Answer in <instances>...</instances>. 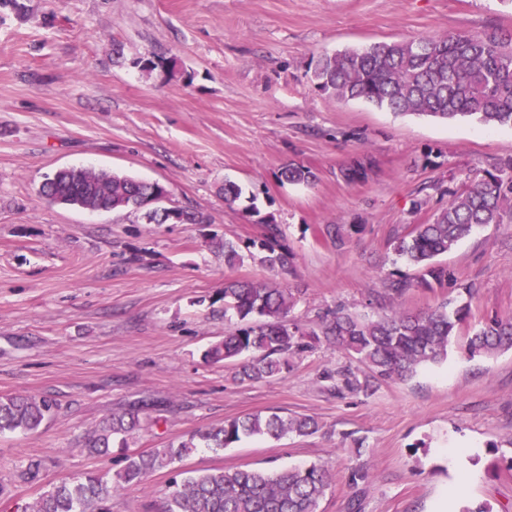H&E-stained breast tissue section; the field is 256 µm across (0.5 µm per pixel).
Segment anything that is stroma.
Wrapping results in <instances>:
<instances>
[{"mask_svg":"<svg viewBox=\"0 0 512 512\" xmlns=\"http://www.w3.org/2000/svg\"><path fill=\"white\" fill-rule=\"evenodd\" d=\"M512 33V0H18L0 5V396L45 395L59 410L32 433L0 434V512L51 485L117 472L81 448L112 411L157 401L128 449L148 452L251 413L310 416L308 437L249 436L201 448L182 470L283 468L321 462L333 474L319 512H434L467 472L449 512H512V349L447 362L370 394L336 395L325 375L347 364L325 343L281 377L242 382L207 347L239 326L225 280L272 273L230 266L217 240L260 238L265 218L292 255L280 280L291 317L318 328L343 307L378 317L422 311L473 288L468 323L512 317V221L479 227L443 256L448 282L387 297L395 236L431 221L452 193L512 156V128L396 115L337 101L310 82L323 53L448 32ZM368 158L365 181L343 167ZM297 163L308 184L282 180ZM83 166L156 181L166 207L202 224H154L143 212H91L50 202L46 177ZM238 182L259 211L228 206ZM345 226L336 246L325 225ZM462 443L458 466L445 447ZM41 464L36 480L18 473ZM368 478L352 483V472ZM172 478L155 471L122 488L112 512H159Z\"/></svg>","mask_w":512,"mask_h":512,"instance_id":"obj_1","label":"stroma"}]
</instances>
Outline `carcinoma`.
Segmentation results:
<instances>
[{
  "mask_svg": "<svg viewBox=\"0 0 512 512\" xmlns=\"http://www.w3.org/2000/svg\"><path fill=\"white\" fill-rule=\"evenodd\" d=\"M311 82L321 94L341 101L362 100L398 115H426L442 120L471 118L489 127L512 128V39L495 31L454 33L403 42H379L361 50L323 54L314 61ZM371 162L355 160L341 170L349 183L368 176ZM280 176L292 183L314 179L310 169L290 164ZM44 196H79L93 208L140 210L152 183L128 176L104 181L96 171H57L46 178ZM512 216V157L484 171L482 178L454 194L432 223L420 224L395 238L394 252L421 268L415 280L404 275L389 278L388 292L401 297L412 288L430 289L448 280V270L437 262L461 240L485 224H503ZM266 231L246 248L231 240L216 242L224 261L235 264L261 253L260 261L278 274L288 272L290 256L278 242L275 224L264 220ZM473 290L462 288L448 301L418 313L394 309L380 318H367L338 309L321 321L320 331H306L290 318L295 296L277 283L227 281L224 311L259 323L239 328L211 344L204 353L209 362L248 358L239 371L242 381L259 382L294 367L295 359L324 340L364 366L349 365L336 374V389L368 394L380 381H404L429 364L448 359V348L462 341L471 357L512 349V318H493L463 331ZM157 406L140 400L103 420L84 438L83 447L94 456H108L112 443L122 445L143 427L141 414ZM57 411V403L39 395L0 397V434L33 432ZM319 430L310 417L262 416L234 418L199 437H190L151 452H131L115 475L90 473L82 480L62 481L44 491L21 512H111L112 494L146 475L171 467L197 448L217 451L244 436L278 439L286 434L310 436ZM332 482L321 463L277 471L252 468L204 470L172 480L163 512H318Z\"/></svg>",
  "mask_w": 512,
  "mask_h": 512,
  "instance_id": "1",
  "label": "carcinoma"
}]
</instances>
